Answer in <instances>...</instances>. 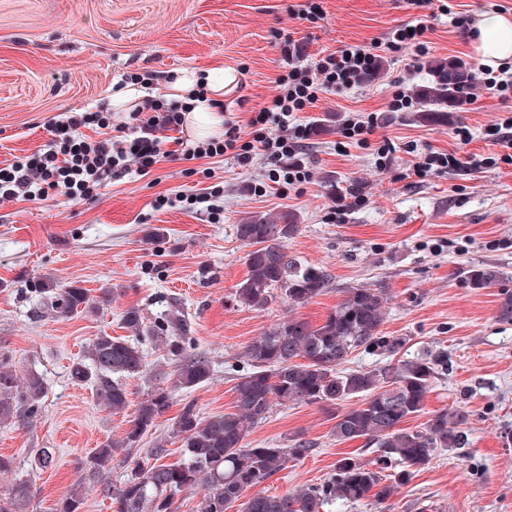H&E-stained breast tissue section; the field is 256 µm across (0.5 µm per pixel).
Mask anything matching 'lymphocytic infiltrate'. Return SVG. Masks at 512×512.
<instances>
[{
    "label": "lymphocytic infiltrate",
    "instance_id": "lymphocytic-infiltrate-1",
    "mask_svg": "<svg viewBox=\"0 0 512 512\" xmlns=\"http://www.w3.org/2000/svg\"><path fill=\"white\" fill-rule=\"evenodd\" d=\"M426 32L425 23L402 24L384 40L322 52L310 63L299 40L273 31L282 58L276 77L279 93L251 112L246 122H225L220 138H186L183 104L161 95H146L133 105L127 122L118 125L108 108L69 113L51 126L44 148L0 164V205L44 201L58 194L92 202L108 185L148 175L157 164L180 158L227 157L248 167L260 156L271 166L272 181L281 190L307 183L310 170L304 154L310 131L295 124L296 113L312 108L321 94L361 85L379 54L396 53L409 45L414 61H421L429 52ZM485 136L497 148L494 156L428 148L417 154L411 170L425 177L484 163L512 165V112L500 113Z\"/></svg>",
    "mask_w": 512,
    "mask_h": 512
}]
</instances>
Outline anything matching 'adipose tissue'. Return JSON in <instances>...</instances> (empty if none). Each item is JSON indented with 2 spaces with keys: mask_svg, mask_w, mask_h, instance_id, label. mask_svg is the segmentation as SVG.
Here are the masks:
<instances>
[{
  "mask_svg": "<svg viewBox=\"0 0 512 512\" xmlns=\"http://www.w3.org/2000/svg\"><path fill=\"white\" fill-rule=\"evenodd\" d=\"M475 53L482 66L495 68L500 63L512 60V18L502 14H485L476 25L474 35ZM228 78L224 73L188 70L170 82L172 98L186 102L188 110L185 121L198 138L219 135L223 118L212 107L214 99L223 97ZM205 87L206 98H198V87Z\"/></svg>",
  "mask_w": 512,
  "mask_h": 512,
  "instance_id": "obj_1",
  "label": "adipose tissue"
}]
</instances>
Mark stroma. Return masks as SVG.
I'll return each mask as SVG.
<instances>
[{"label": "stroma", "instance_id": "obj_1", "mask_svg": "<svg viewBox=\"0 0 512 512\" xmlns=\"http://www.w3.org/2000/svg\"><path fill=\"white\" fill-rule=\"evenodd\" d=\"M302 2L0 0V162L43 148L60 114L111 101L124 73L230 69L239 84L224 117L244 121L278 93L282 60L272 30L306 41L312 56L383 40L421 16L408 0H323V17L311 24L297 14ZM425 23L430 51L420 69L409 67L411 48L383 55L379 76L322 94L314 108L297 113L296 123L312 129V178L300 191L272 188L270 167L260 157L248 167L230 159L210 165L182 159L112 184L92 203L59 195L0 206V354L10 356L18 373L37 370L46 383L36 423L0 427V454L16 462L14 476H0V496L14 479H27L34 493L21 512H56L77 483V460L107 440H121L140 404L158 389L168 393V409L137 447L117 449L102 480L119 486L131 468L154 463V448L163 449V462L178 461L181 439L173 425L186 402L204 419L232 411L252 340L290 318L320 323L346 288L364 286L385 289L381 332L400 338L401 357L448 356L447 371L407 427L420 428L434 412L458 406L466 414L468 443L438 451L384 503H336L322 512H448L452 506L512 512V319L498 312L512 294V165L420 178L410 173L405 151L412 141L462 155L492 154L484 130L507 105L480 89L472 110L452 112L445 123L423 120L417 103L388 111L393 76H404L416 95L432 84L437 60L462 61L470 75L479 67L471 43L448 16ZM355 112L381 113L376 135L396 146L389 167L378 165L375 144L344 142V123ZM461 126L470 143L457 137ZM213 182L224 186L219 223L192 209L153 206L157 195L195 194ZM352 185L363 203L348 208L344 195ZM340 206L345 217L339 222L332 211ZM284 211L298 223L284 241L286 251L326 271L329 286L304 305L279 296L255 310L236 295L249 251L236 226L254 212L274 217ZM478 264L497 267L500 278L487 288L470 287L465 272ZM45 280L86 289L94 299L108 288L112 300L61 318L29 291ZM133 306L149 325L181 312L192 338L189 352L208 358L211 374L195 388H180L165 351L143 342L146 367L123 378L128 405L115 414L98 405L90 385L73 382L69 370L95 336L126 335L123 314ZM333 425L330 412L316 404L274 406L247 447L281 448L301 437L314 450L261 484V491L282 494L322 482L349 452L373 460L362 442H337ZM38 448L54 449L55 466L36 469Z\"/></svg>", "mask_w": 512, "mask_h": 512}]
</instances>
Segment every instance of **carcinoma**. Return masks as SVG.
Masks as SVG:
<instances>
[{
	"label": "carcinoma",
	"instance_id": "carcinoma-1",
	"mask_svg": "<svg viewBox=\"0 0 512 512\" xmlns=\"http://www.w3.org/2000/svg\"><path fill=\"white\" fill-rule=\"evenodd\" d=\"M433 71L434 81L420 97L429 107L424 119L442 122L448 120L445 108L457 97L462 67L455 61L441 60L433 65ZM297 228L295 215L288 212L275 218L252 215L236 226L237 237L253 247L247 254V277L237 290L241 303L263 309L278 288L288 303L304 305L326 290L329 279L321 268L285 250L283 240ZM467 274L471 287L486 288L499 278L500 271L481 266L467 270ZM109 297L110 290L104 288L96 301L105 304ZM96 301L83 288H60L54 292L52 307L57 316L69 317ZM383 303V289L351 287L320 325L290 319L254 339L245 351L252 370L238 378L234 411L203 420L195 405L186 403L174 422V431L182 441L183 460L137 466L119 487L102 486V492L112 500L113 512H177L175 495L198 487L203 495L197 512H226L247 490L312 451V444L301 438L284 448L246 447L252 429L267 419L275 405L326 407L336 419V440L363 439L375 445L378 456L372 465L353 455L344 456L336 462L335 472L322 482L284 494L257 493L243 500L242 512H320L337 501L355 504L372 500L381 504L437 449L464 447L467 438L461 425L465 414L459 407L434 413L420 430L403 427L407 419L422 412L433 380L448 368L445 353L399 359L371 370L340 369L357 350L389 356L399 353V340L380 334ZM123 322L127 329L139 333L143 326L141 310L128 308ZM158 330L175 362L177 385L189 389L205 382L210 374L208 360L186 355L185 344L191 337L186 335L181 315H165ZM145 366V354L137 343L103 333L90 342L84 357L72 364L69 375L77 383L91 385L98 403L117 413L128 404L120 377L138 375ZM45 390L40 373L31 370L20 377L9 355H1L0 425L34 424L44 410ZM353 396L363 397L358 406L337 409ZM168 403V393L154 392L139 407L124 438L102 444L91 456L78 461L77 469L92 481L100 480L112 463L115 449L134 447ZM386 469L392 473H384ZM32 495V484L18 480L8 496L0 498V512H18ZM82 507L83 495L74 491L60 499L57 512H81Z\"/></svg>",
	"mask_w": 512,
	"mask_h": 512
}]
</instances>
